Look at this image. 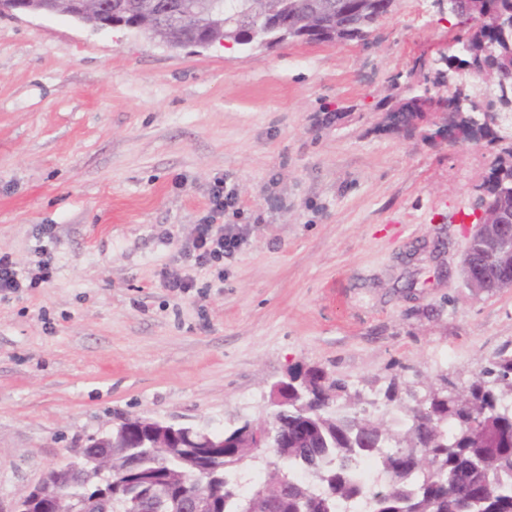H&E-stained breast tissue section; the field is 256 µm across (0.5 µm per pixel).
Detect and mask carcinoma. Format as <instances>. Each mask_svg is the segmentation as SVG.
Listing matches in <instances>:
<instances>
[{
    "label": "carcinoma",
    "instance_id": "obj_1",
    "mask_svg": "<svg viewBox=\"0 0 512 512\" xmlns=\"http://www.w3.org/2000/svg\"><path fill=\"white\" fill-rule=\"evenodd\" d=\"M317 0H220L224 19L200 34L189 27L172 28L155 23L154 32L172 49L205 40L212 44L231 37L240 46H252L269 37L268 19L288 26L290 41L303 38L298 23ZM370 8L353 11L346 26L336 30V41L350 42L372 27ZM492 31L473 26L464 33L471 46L480 49ZM393 131L412 128L407 110L388 113ZM470 140L500 141L501 153L484 183V204L496 211L500 223L491 232L500 240L497 248L483 240L470 244L474 275L489 293L512 283V194L498 191L512 177V129L490 131L460 119ZM299 389L310 394L288 403L272 426V440L288 439V462L272 469L264 483L279 491L276 512H336V503L369 497L372 512H512V350L503 347L488 360L475 380L452 394L430 390L418 399L408 392L405 422L397 429L381 420L361 415L359 394H350L346 382L330 379L324 370L297 364L288 370ZM484 418L483 430L473 433L472 416ZM117 447L106 459L94 483L112 486L109 501L97 512H128L125 474L135 469L146 483L176 479L200 468L207 473L203 493L209 495L212 512H242L249 494L239 488L235 470L239 462L228 449L206 452L204 465L196 452L169 448L160 454L149 447L154 434L136 419L121 418L113 428ZM417 454L416 462L405 452ZM376 454L387 481L371 489L354 478L359 457Z\"/></svg>",
    "mask_w": 512,
    "mask_h": 512
}]
</instances>
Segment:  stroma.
<instances>
[{
    "label": "stroma",
    "mask_w": 512,
    "mask_h": 512,
    "mask_svg": "<svg viewBox=\"0 0 512 512\" xmlns=\"http://www.w3.org/2000/svg\"><path fill=\"white\" fill-rule=\"evenodd\" d=\"M457 33L433 0H395L362 41L270 50L0 17V253L55 264L0 300V506L120 415L262 422L303 364L392 423L389 383L461 388L512 347V288L458 273L498 146L387 128L411 87L447 96ZM220 179L246 242L174 294L162 273Z\"/></svg>",
    "instance_id": "stroma-1"
}]
</instances>
